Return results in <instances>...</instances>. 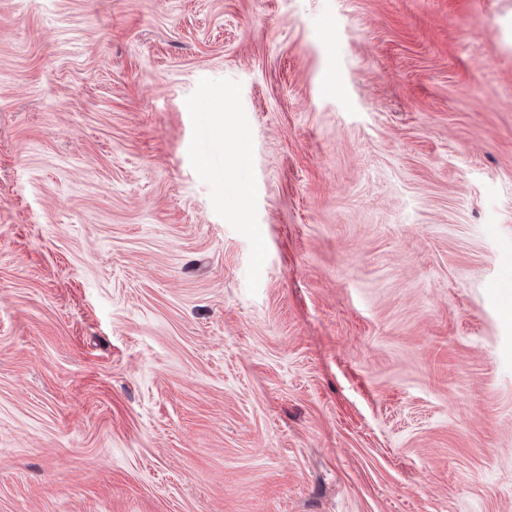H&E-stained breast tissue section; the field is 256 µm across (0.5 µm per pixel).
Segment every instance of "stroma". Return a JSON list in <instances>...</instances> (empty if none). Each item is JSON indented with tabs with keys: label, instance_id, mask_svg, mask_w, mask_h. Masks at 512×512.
<instances>
[{
	"label": "stroma",
	"instance_id": "1",
	"mask_svg": "<svg viewBox=\"0 0 512 512\" xmlns=\"http://www.w3.org/2000/svg\"><path fill=\"white\" fill-rule=\"evenodd\" d=\"M0 512H512V0H0Z\"/></svg>",
	"mask_w": 512,
	"mask_h": 512
}]
</instances>
